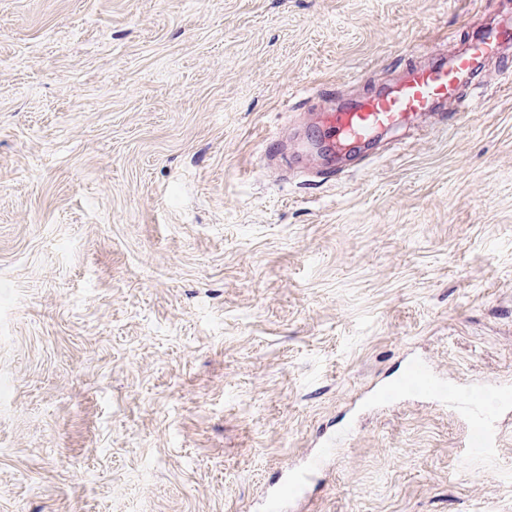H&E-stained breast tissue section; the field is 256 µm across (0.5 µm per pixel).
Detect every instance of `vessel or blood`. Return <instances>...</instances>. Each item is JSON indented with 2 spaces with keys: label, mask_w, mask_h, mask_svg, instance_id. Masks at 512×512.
Returning a JSON list of instances; mask_svg holds the SVG:
<instances>
[{
  "label": "vessel or blood",
  "mask_w": 512,
  "mask_h": 512,
  "mask_svg": "<svg viewBox=\"0 0 512 512\" xmlns=\"http://www.w3.org/2000/svg\"><path fill=\"white\" fill-rule=\"evenodd\" d=\"M510 47L512 15L474 35L465 47L436 54L423 66L409 71L405 80L377 90L367 106H359L352 100L343 103L339 109L320 113L318 120L329 133L356 143H370L376 136L402 127L414 116L435 111L440 102L461 101L463 90L479 77L483 62L502 57ZM408 376L421 392L446 397L444 382L428 366L410 364ZM461 403L468 409L473 426L462 445L463 454L494 453L500 445L496 421L505 409L512 407V388L502 387L491 401L470 394L462 398ZM346 441L343 435L328 438L322 455L316 456L306 468L283 471L274 488L265 496L266 512H282L286 498L300 497L307 483L315 478L325 456L343 447Z\"/></svg>",
  "instance_id": "b4317fda"
}]
</instances>
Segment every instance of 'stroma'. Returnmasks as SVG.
Returning a JSON list of instances; mask_svg holds the SVG:
<instances>
[{
  "instance_id": "stroma-1",
  "label": "stroma",
  "mask_w": 512,
  "mask_h": 512,
  "mask_svg": "<svg viewBox=\"0 0 512 512\" xmlns=\"http://www.w3.org/2000/svg\"><path fill=\"white\" fill-rule=\"evenodd\" d=\"M512 0H0V512H512L421 359L512 384V71L337 167L312 106ZM408 377L416 382L419 390L425 394L446 398L448 396L445 383L437 377L428 366L412 363L408 366ZM348 439V435L329 437L324 441L322 452L306 468L296 471L285 469L274 488L265 496L264 508L266 512H281L286 497L299 499L307 483L315 478L317 470L323 464L325 457L332 454L333 448L343 447Z\"/></svg>"
}]
</instances>
